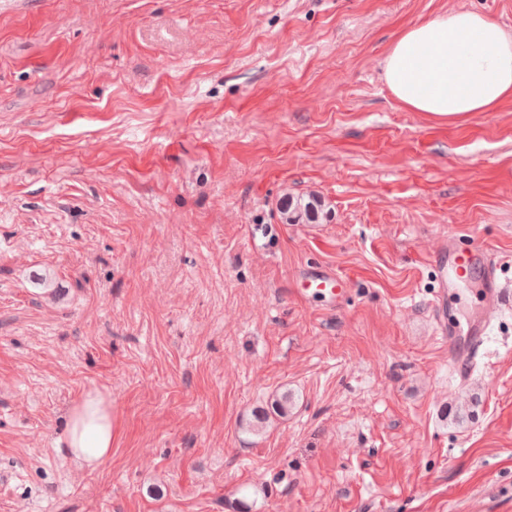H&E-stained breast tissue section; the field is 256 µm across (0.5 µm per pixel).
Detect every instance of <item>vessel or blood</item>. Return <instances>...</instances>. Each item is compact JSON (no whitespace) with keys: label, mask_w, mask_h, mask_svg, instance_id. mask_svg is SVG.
<instances>
[{"label":"vessel or blood","mask_w":512,"mask_h":512,"mask_svg":"<svg viewBox=\"0 0 512 512\" xmlns=\"http://www.w3.org/2000/svg\"><path fill=\"white\" fill-rule=\"evenodd\" d=\"M451 268L454 273L467 272L478 266L483 270V297L480 317L474 322L466 348H458L453 337L455 332L445 316L443 301H435L434 308L437 313V325L442 336L448 337L449 359L460 379H467L484 346L488 327L493 317L507 304L512 303V292L501 283L495 266L492 264L488 250L481 245L471 249L460 250L449 247Z\"/></svg>","instance_id":"vessel-or-blood-1"}]
</instances>
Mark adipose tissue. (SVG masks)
I'll use <instances>...</instances> for the list:
<instances>
[{
	"label": "adipose tissue",
	"instance_id": "adipose-tissue-1",
	"mask_svg": "<svg viewBox=\"0 0 512 512\" xmlns=\"http://www.w3.org/2000/svg\"><path fill=\"white\" fill-rule=\"evenodd\" d=\"M401 106L448 121L512 99V33L476 12L445 10L408 26L384 60ZM63 442L72 462L96 469L112 453V402L86 392L68 414Z\"/></svg>",
	"mask_w": 512,
	"mask_h": 512
}]
</instances>
